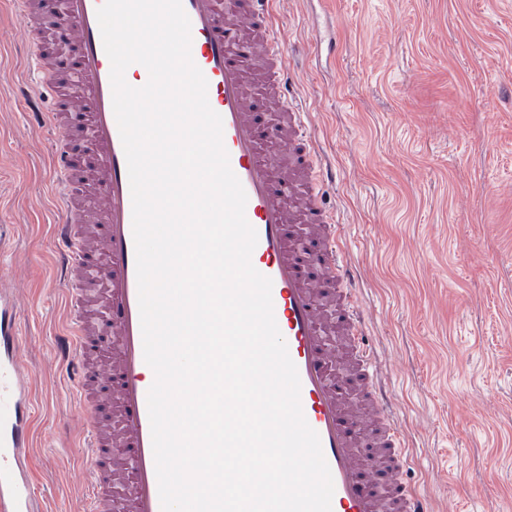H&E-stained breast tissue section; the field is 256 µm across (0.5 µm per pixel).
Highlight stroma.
Listing matches in <instances>:
<instances>
[{"instance_id": "35a3bbf8", "label": "stroma", "mask_w": 512, "mask_h": 512, "mask_svg": "<svg viewBox=\"0 0 512 512\" xmlns=\"http://www.w3.org/2000/svg\"><path fill=\"white\" fill-rule=\"evenodd\" d=\"M291 94L339 217L366 336L429 512H512V0H277ZM18 16L0 5V284L36 388L43 512H84L52 242L54 133L32 123Z\"/></svg>"}]
</instances>
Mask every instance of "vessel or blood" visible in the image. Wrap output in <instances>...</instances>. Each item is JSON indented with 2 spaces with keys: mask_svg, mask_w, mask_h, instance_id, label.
<instances>
[{
  "mask_svg": "<svg viewBox=\"0 0 512 512\" xmlns=\"http://www.w3.org/2000/svg\"><path fill=\"white\" fill-rule=\"evenodd\" d=\"M102 2L62 0L48 24L38 0H20V14L40 84L57 88L41 63L46 44L72 46L78 58L65 102L37 116L60 135L50 155L54 190L63 200L54 247L72 293L67 334L89 512H161L147 407L154 373L143 355L132 196L97 19ZM182 4L191 22V56L223 119L230 166L257 232L251 262L272 281L274 316L298 370L302 410L332 474V512H428L404 480L411 453L380 393L365 317L350 300L341 236L319 202L324 171L311 149L306 114L290 99L275 0ZM266 89L288 114L286 125L267 132L254 114V96ZM77 124L88 133L84 156L69 143ZM20 343L15 300L0 289V512H35V407Z\"/></svg>",
  "mask_w": 512,
  "mask_h": 512,
  "instance_id": "1",
  "label": "vessel or blood"
}]
</instances>
